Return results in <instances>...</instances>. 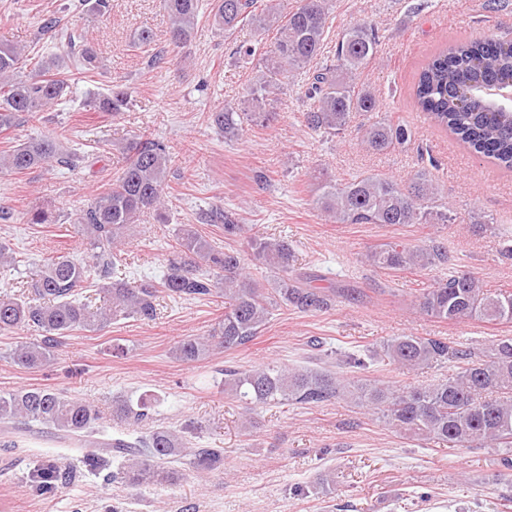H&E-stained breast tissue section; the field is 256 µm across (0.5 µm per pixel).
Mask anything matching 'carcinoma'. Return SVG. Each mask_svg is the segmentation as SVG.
<instances>
[{"label": "carcinoma", "instance_id": "1", "mask_svg": "<svg viewBox=\"0 0 512 512\" xmlns=\"http://www.w3.org/2000/svg\"><path fill=\"white\" fill-rule=\"evenodd\" d=\"M169 17L168 46L177 50L191 42L201 11L216 31L232 34L250 24L273 32L269 49L240 44L233 58L263 66L260 79L250 87L253 99L264 103L281 88L283 80L302 77L303 96L309 107L305 125L314 132L336 135L354 112L373 114L379 101L359 80L378 49V27L357 22L337 40L333 59L315 67L323 56L328 31L329 0H295L289 9L268 0L257 9V0H161ZM41 35L55 41L56 51L29 66L26 52L0 43V132H8L20 119L39 121L72 94L76 76L101 68L98 54L81 35L58 22L43 23ZM512 86V43L493 36L446 46L424 63L413 87L417 110L434 126L456 137L468 149L497 167L512 172V106H502L482 93L492 85ZM132 105L126 87L112 86L109 93L88 98L85 106L117 115ZM247 112L224 108L210 112L208 123L231 139L250 117ZM251 117L265 125L278 121L277 112H256ZM412 132L388 117H380L360 129L361 146L372 153H387L411 142ZM119 176L110 187L79 207L73 225L82 237L89 259L60 254L28 269L25 297L0 298V334L17 329L35 337L17 345L11 361L24 369L51 365L56 343L77 329L96 331L117 317L152 321L155 300L163 293L173 299H199L224 293V317L203 336L177 340L172 356L185 363L202 360L216 349L226 352L245 348L269 323L275 308L299 313L331 310L336 287L323 286L317 273H298L293 249L283 239L246 238V248L259 269L271 278L261 280L245 271L240 253L219 250L187 225L177 229L178 247L168 253L160 282L113 280L121 262L122 244L138 218L165 209L168 175L174 162L169 147L145 134L129 140ZM79 144L68 147L62 137H29L0 155V170L23 173L52 163L79 167ZM430 166L408 179L358 174L344 183L326 173L315 178L317 205L340 224L408 225L448 222V205ZM210 217L224 221V237H240L245 225L239 214L226 210ZM377 269L396 272L425 271L451 265L448 246L439 240L421 247L401 241L376 246L366 255ZM109 305L94 312L79 293L94 280ZM421 314L439 321L477 319L512 323V290L485 288L473 272L448 270V278L434 281L417 297ZM382 356L408 370H425L456 363L448 376L429 386L393 387L378 382L360 383L348 389L327 368H288L267 363L226 368L219 387L224 396L247 404H294L316 407L346 394L367 411L379 415L400 432L429 443L451 447L505 448L512 452V338L499 339L488 352L474 347L452 346L444 338L394 336L382 348ZM152 400L137 404L123 400L112 406L121 420L149 417ZM103 417L99 407L82 398L50 388H20L0 392V446L18 447L23 436L50 435L86 449L90 462L106 453L121 460L112 478L136 484L172 482L179 470L174 464L187 460L198 472L224 470V449L191 448L185 437L157 427L135 440L98 437ZM37 481L55 488L66 483L59 466L35 474Z\"/></svg>", "mask_w": 512, "mask_h": 512}]
</instances>
